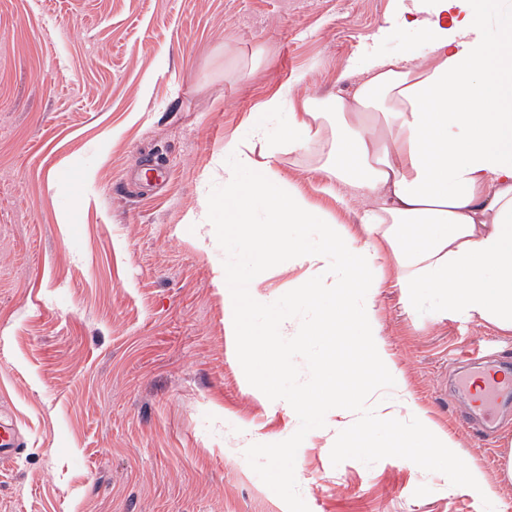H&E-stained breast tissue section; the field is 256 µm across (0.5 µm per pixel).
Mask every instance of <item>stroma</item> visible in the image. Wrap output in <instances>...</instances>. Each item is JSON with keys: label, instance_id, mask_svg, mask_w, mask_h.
Returning a JSON list of instances; mask_svg holds the SVG:
<instances>
[{"label": "stroma", "instance_id": "stroma-1", "mask_svg": "<svg viewBox=\"0 0 512 512\" xmlns=\"http://www.w3.org/2000/svg\"><path fill=\"white\" fill-rule=\"evenodd\" d=\"M393 0H0V401L25 435L0 512H485L479 493L388 457L332 464L321 410L251 386L225 321V253L200 239L224 143L288 82L335 91ZM164 176L140 179L146 156ZM278 172L339 223L312 158ZM373 316L431 425L512 512L490 440L460 426L452 361L512 338L418 310Z\"/></svg>", "mask_w": 512, "mask_h": 512}]
</instances>
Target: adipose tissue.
<instances>
[{
	"label": "adipose tissue",
	"mask_w": 512,
	"mask_h": 512,
	"mask_svg": "<svg viewBox=\"0 0 512 512\" xmlns=\"http://www.w3.org/2000/svg\"><path fill=\"white\" fill-rule=\"evenodd\" d=\"M407 22L427 48L374 49L350 60L349 86L264 102L245 136L224 144V222L254 258L287 256L307 285L302 302L334 300L308 329H349L363 349L352 370L391 373L374 411L418 423L415 448H446L377 338L373 299L385 283L408 300L431 293L447 317L512 335V15L495 39L476 0H427ZM312 154L323 190L363 206V234L336 224L276 172L281 152ZM291 227L283 235V227ZM413 246H406V239Z\"/></svg>",
	"instance_id": "ef3b65f1"
}]
</instances>
